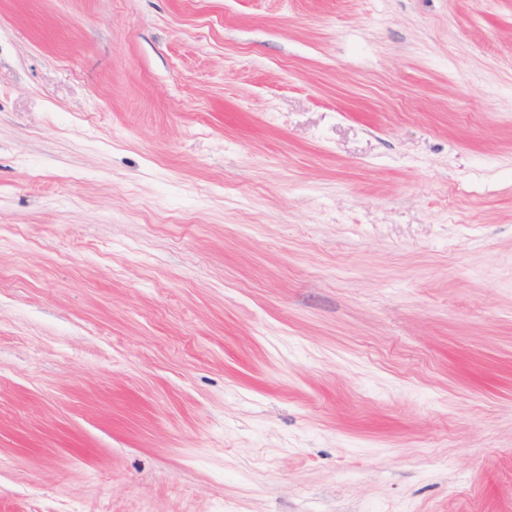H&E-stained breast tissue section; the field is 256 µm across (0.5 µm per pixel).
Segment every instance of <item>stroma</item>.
<instances>
[{"instance_id": "obj_1", "label": "stroma", "mask_w": 512, "mask_h": 512, "mask_svg": "<svg viewBox=\"0 0 512 512\" xmlns=\"http://www.w3.org/2000/svg\"><path fill=\"white\" fill-rule=\"evenodd\" d=\"M0 512H512V0H0Z\"/></svg>"}]
</instances>
